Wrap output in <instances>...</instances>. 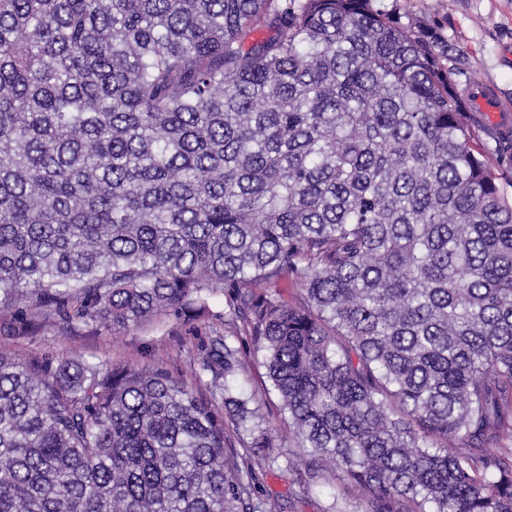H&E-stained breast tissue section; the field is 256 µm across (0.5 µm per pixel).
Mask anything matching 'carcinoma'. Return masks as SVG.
I'll use <instances>...</instances> for the list:
<instances>
[{
  "label": "carcinoma",
  "mask_w": 512,
  "mask_h": 512,
  "mask_svg": "<svg viewBox=\"0 0 512 512\" xmlns=\"http://www.w3.org/2000/svg\"><path fill=\"white\" fill-rule=\"evenodd\" d=\"M460 58L375 0H0V313L224 296L192 383L0 352V512H278L252 361L305 482L512 512V138ZM265 370L262 367L255 366L252 373L248 376V383L245 385L244 398H250V407H256L258 414L263 419V428L273 429V436L275 441L272 444L273 448H251L252 461L255 464L263 465L269 457L275 456L279 453H288V448H293L294 442L288 436V428L284 426L281 417L278 414L275 405H277L276 395L270 391V394L264 393L266 391L265 384L269 387V383L265 378Z\"/></svg>",
  "instance_id": "carcinoma-1"
}]
</instances>
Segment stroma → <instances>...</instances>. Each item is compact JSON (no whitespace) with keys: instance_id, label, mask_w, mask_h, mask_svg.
<instances>
[{"instance_id":"stroma-1","label":"stroma","mask_w":512,"mask_h":512,"mask_svg":"<svg viewBox=\"0 0 512 512\" xmlns=\"http://www.w3.org/2000/svg\"><path fill=\"white\" fill-rule=\"evenodd\" d=\"M403 19L419 18L463 50L470 75L496 87L512 100V0H380ZM210 316L196 319L162 315L141 327L112 334L106 329L42 327L33 315L0 314V351L28 360L45 356L93 363L131 362L146 366L165 362L174 374L189 377L207 342ZM265 370L254 367L244 395L256 407L265 427L272 429L271 447L251 451L254 463L287 452L293 445L276 410L277 397L265 391ZM305 460L296 455L288 471H268L259 498H277L284 512H364L362 495L350 488L307 485L300 475Z\"/></svg>"}]
</instances>
